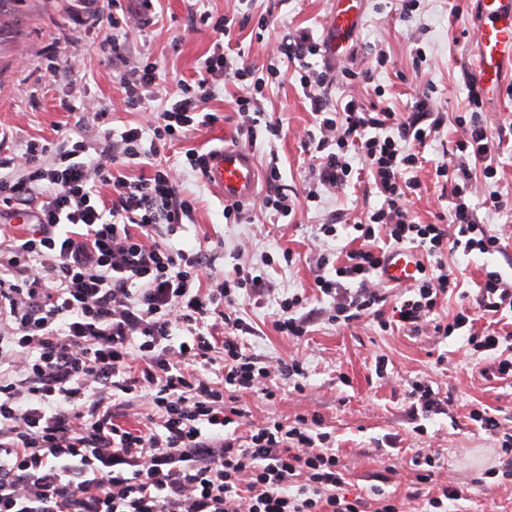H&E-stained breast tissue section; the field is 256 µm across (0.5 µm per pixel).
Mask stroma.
I'll return each mask as SVG.
<instances>
[{
  "mask_svg": "<svg viewBox=\"0 0 512 512\" xmlns=\"http://www.w3.org/2000/svg\"><path fill=\"white\" fill-rule=\"evenodd\" d=\"M336 0H156L152 26L127 29L130 62H154L161 92H174L183 80H193L214 41L212 29L191 26L193 16L265 17L268 28L256 38L251 27L235 29L247 63L262 66L273 61L270 51L283 39L300 31L312 32L324 41L325 24ZM90 0H12L0 12V158L22 154L27 140L54 141L62 134L101 140L109 131L146 122L147 116L120 106L122 89L111 62L97 46L102 32L78 30L76 15L91 9ZM359 21L346 49L336 51L330 65L357 72H371L367 82L337 84L333 98L355 97L364 104L388 106L410 112L423 92H431L435 111L443 123L423 151L424 161L413 172L421 190L413 195L410 209L416 221L434 222L438 212L450 206L442 195L435 168L449 160L450 150L464 135L457 116L470 112L468 82L475 74L479 24L478 0H418L410 16H403L399 0H360ZM497 96L483 99L481 113L491 134H502L503 144L495 178H476L468 200L481 206L490 193L512 203V63ZM233 82L219 85L207 111L217 113L214 125L189 132L175 142L165 156L168 165L182 173L183 187L197 201L193 223L174 237L176 247L203 250L216 273L232 271L240 263L262 268L273 259L274 268L262 289L238 299L237 309L256 333L245 344L254 354L270 361L298 358L306 366L303 389L282 385L278 397L266 401L253 392L242 396L253 422L269 417L293 421L296 416L319 415L326 431L335 436L346 467L349 495H364L374 486L403 503V512H420L428 485L415 481L412 458L424 451L438 452V482L455 486L462 495L461 512H512V482L486 476L499 463L497 435L481 429L469 418L474 410H503L512 417V380L489 379L481 370L494 361L495 352H476L467 343L469 334H484L486 320L475 318L471 328L450 337L424 328L421 334L383 331L376 319L365 317L353 325L328 322L322 312L330 297L314 286L320 254L336 253L351 246L365 205H378V197H366V183L352 182L344 190L322 192L320 200L306 202L309 171L315 159L303 146L314 119L299 79L289 75L282 84L269 86L264 108L270 119H281L279 138L259 134L252 146L259 165L276 161L281 183L300 201L293 221L265 223L260 201L245 207L246 223L229 224L224 202L185 157L187 150L208 153L225 144H240L239 117L235 112ZM75 111L63 109V102ZM106 119H98L100 110ZM335 222L338 236L317 238L316 229ZM290 250L292 264H285L283 250ZM447 262L469 295H476L487 272L512 280V235L501 240L500 252L456 253ZM300 293L305 307L320 313L308 336L292 340L277 333L272 323L278 297ZM384 371H377V361ZM430 381L444 401L442 413L425 415L406 395L416 380ZM397 473L382 482L385 466Z\"/></svg>",
  "mask_w": 512,
  "mask_h": 512,
  "instance_id": "1",
  "label": "stroma"
}]
</instances>
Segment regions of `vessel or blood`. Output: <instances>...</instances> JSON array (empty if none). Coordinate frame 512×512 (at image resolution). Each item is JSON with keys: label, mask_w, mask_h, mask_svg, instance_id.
Wrapping results in <instances>:
<instances>
[{"label": "vessel or blood", "mask_w": 512, "mask_h": 512, "mask_svg": "<svg viewBox=\"0 0 512 512\" xmlns=\"http://www.w3.org/2000/svg\"><path fill=\"white\" fill-rule=\"evenodd\" d=\"M486 24L479 29V62L475 71L477 82L488 91H497L504 81L502 60L512 54V5L506 0H481ZM356 21L355 0H337L336 10L328 21V48L346 36ZM260 171L256 158L249 149L225 146L211 150L207 155L205 179L229 205H244L258 195ZM416 273V264L410 251L391 252L381 271V278L389 284L409 281Z\"/></svg>", "instance_id": "1"}]
</instances>
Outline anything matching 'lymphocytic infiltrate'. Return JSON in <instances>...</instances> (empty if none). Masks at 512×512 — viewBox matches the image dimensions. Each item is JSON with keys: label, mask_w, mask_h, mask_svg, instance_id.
I'll list each match as a JSON object with an SVG mask.
<instances>
[{"label": "lymphocytic infiltrate", "mask_w": 512, "mask_h": 512, "mask_svg": "<svg viewBox=\"0 0 512 512\" xmlns=\"http://www.w3.org/2000/svg\"><path fill=\"white\" fill-rule=\"evenodd\" d=\"M138 8L101 0L85 19L104 28L99 50L121 63L127 46L119 33L135 22L148 25L152 0ZM216 34L194 82H182L147 126L104 136L96 145L63 136L54 143L28 141L22 163L0 158V206L23 195H40L35 229L0 239V512H399L391 496L372 488L371 498L348 497L345 465L331 433L318 417L292 423L270 418L232 431L248 412L240 393L277 396L273 377L305 375L300 360L265 361L248 352L244 335L254 328L237 316L241 294L256 290L262 276L235 265L232 273L208 276L204 253L174 248L173 237L193 223L197 201L174 169L133 178L126 167L140 159L142 143L160 154L187 132L213 125L205 106L218 81L239 84L234 99L239 132L279 137L282 125L263 121L267 80L239 63L224 40L245 18L201 15ZM280 54L299 74L315 116L316 133L305 147L318 152L307 196L346 186L350 154L361 157L383 202L356 224L358 247L340 265L320 256L315 286L332 298L328 319L345 325L374 316L386 300L372 282L390 247L407 244L427 255L408 299L395 313L411 332L432 325L451 336L472 311L495 318L512 313V281L487 273L475 308H462L452 322L434 320L440 301L459 281L445 255L490 254L500 249L470 205L476 177L496 173L500 147L476 107L477 84L469 86L474 110L451 162L435 175L449 191L451 207L432 224L415 222L408 203L420 183L411 173L440 126L431 98L421 95L408 115L349 99L336 107L337 76L355 72L316 67L321 52L309 32L280 43ZM126 108L151 111L158 92L153 64L119 76ZM111 189L100 198V187ZM456 233H449V226ZM186 333L170 345L174 332ZM149 413L138 424L128 416L140 401Z\"/></svg>", "instance_id": "obj_1"}]
</instances>
